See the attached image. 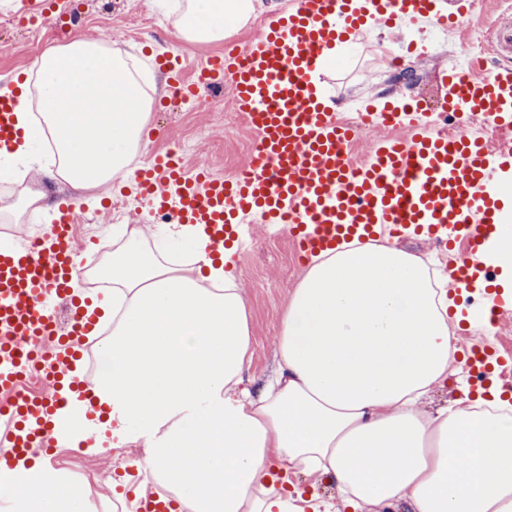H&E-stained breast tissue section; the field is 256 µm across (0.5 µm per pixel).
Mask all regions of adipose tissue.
Here are the masks:
<instances>
[{"instance_id":"ef3b65f1","label":"adipose tissue","mask_w":512,"mask_h":512,"mask_svg":"<svg viewBox=\"0 0 512 512\" xmlns=\"http://www.w3.org/2000/svg\"><path fill=\"white\" fill-rule=\"evenodd\" d=\"M256 0H171L174 35L223 41ZM34 82L11 78L16 154L43 177L96 190L125 181L146 148L150 96L125 54L101 41L47 49ZM40 113L57 158L37 155ZM101 269L112 289L87 313L111 319L102 372L90 387L108 403L87 431V404L69 397L59 428L77 446L107 439L139 448L138 471L163 486L177 512H306L289 474L333 476L347 512H512V402L498 385L433 411L424 399L448 378L458 350L447 278L422 256L375 241L313 256L291 292L272 377L252 391L246 301L235 246L213 247L201 228L138 226ZM477 261L512 284V225H497ZM0 512H86L85 488L42 459L0 466Z\"/></svg>"}]
</instances>
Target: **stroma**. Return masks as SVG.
Wrapping results in <instances>:
<instances>
[{"mask_svg": "<svg viewBox=\"0 0 512 512\" xmlns=\"http://www.w3.org/2000/svg\"><path fill=\"white\" fill-rule=\"evenodd\" d=\"M291 0H259L249 23L232 31L224 42L215 44L188 43L176 39L172 28L160 9L150 0H83L84 14L79 27L68 33L69 39L105 38L113 46L134 51L141 67L152 72L156 92L152 96L148 123V144L145 157L161 151H176L187 167L207 166L214 174L229 177L243 165L255 150L254 135L241 123L235 112L230 92L200 91L197 100L184 103L170 99L168 76L157 63L159 55L172 53L185 59L189 68H196L206 59L223 51L225 44L244 46L261 28L266 15L287 10ZM13 0H0V78H12L28 72L34 62L28 51L35 37L32 25H21L14 17ZM446 39L442 29L435 25L407 26L388 29L378 25L361 39L352 40L343 50V67L325 71L323 90L335 102L339 113L359 112L375 98L404 99L424 95L429 107L440 104L428 80L434 70L455 66L456 60L443 49ZM390 50L402 59L401 68L411 74L410 84L395 82L393 73L380 66L382 51ZM45 203L70 201L84 222L76 224L73 246L87 249L86 269L105 264L106 255L95 254L98 243L108 241L113 224L148 223L149 204L135 189L124 190L113 185L109 197L98 206H89L82 192L73 190L64 182L41 179L36 186ZM125 199L120 210L109 209L108 204ZM241 268V286L249 308L253 344L252 365L248 373L252 390H260L273 357L275 336L288 296L303 277L306 262L295 250L289 232L269 237L262 227H255L249 247L238 259ZM460 348L453 364V372L446 386L434 391L429 404L438 406L460 397L469 381L464 371L463 348L470 340L484 342L489 347L512 349V313L500 316L494 330L477 331L469 325L453 328ZM108 451L92 452L76 448H58L48 454L54 467L64 470L74 481L88 491V512H137L133 494L124 500H115L112 480L129 478L140 485L143 475L127 476L120 464L105 468Z\"/></svg>", "mask_w": 512, "mask_h": 512, "instance_id": "1", "label": "stroma"}]
</instances>
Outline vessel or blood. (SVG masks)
Segmentation results:
<instances>
[{
	"instance_id": "b4317fda",
	"label": "vessel or blood",
	"mask_w": 512,
	"mask_h": 512,
	"mask_svg": "<svg viewBox=\"0 0 512 512\" xmlns=\"http://www.w3.org/2000/svg\"><path fill=\"white\" fill-rule=\"evenodd\" d=\"M296 9L266 17L245 46H229L195 75L165 56L172 83L187 93L230 88L233 106L256 138L252 158L228 178L188 172L171 152L153 156L136 177L154 209L175 210L182 224L204 225L214 245L236 237L246 244L255 225L290 228L306 256L355 240L426 231L438 246L456 241L476 254L499 224L507 203L497 187L512 170V23H495L502 64L479 76L437 70L444 112L482 117L497 137L453 139L441 114L408 103L365 105L367 125L386 128L363 161L349 148L357 134L328 106L315 81L322 56L346 34L382 23L391 28L459 23L470 0H296ZM54 0H19L17 16L35 20ZM22 131L14 101L0 98V150ZM73 206L60 211L39 250L0 247V457L52 447V418L66 391L91 397L73 372L83 358L84 311L73 293L79 254L72 246ZM468 291L492 293L491 315L503 313L493 273L478 262L455 273ZM493 358L487 346L468 348L466 367L482 384ZM42 382L22 391L24 379Z\"/></svg>"
}]
</instances>
